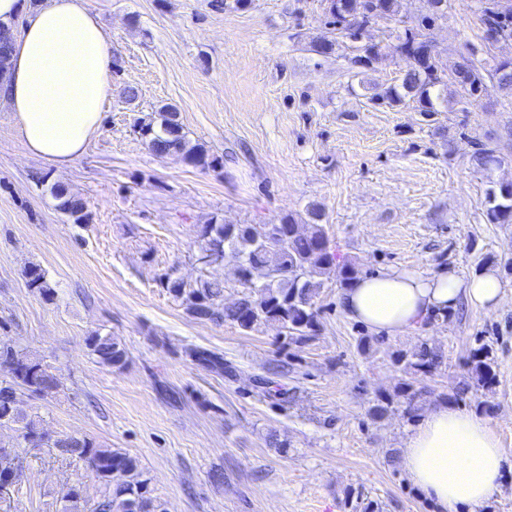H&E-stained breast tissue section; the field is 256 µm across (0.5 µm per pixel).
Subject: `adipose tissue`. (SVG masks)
<instances>
[{
  "mask_svg": "<svg viewBox=\"0 0 512 512\" xmlns=\"http://www.w3.org/2000/svg\"><path fill=\"white\" fill-rule=\"evenodd\" d=\"M0 24L18 28L0 72V103L30 154L67 168L97 137L112 96V52L100 19L87 0H0ZM504 293L492 267L468 278L451 267L429 275L390 267L359 276L339 301L349 319L395 337L464 302L496 309ZM508 456L486 418L443 403L408 434L399 462L440 512H478L498 491Z\"/></svg>",
  "mask_w": 512,
  "mask_h": 512,
  "instance_id": "adipose-tissue-1",
  "label": "adipose tissue"
}]
</instances>
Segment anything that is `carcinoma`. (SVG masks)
Wrapping results in <instances>:
<instances>
[{
  "label": "carcinoma",
  "mask_w": 512,
  "mask_h": 512,
  "mask_svg": "<svg viewBox=\"0 0 512 512\" xmlns=\"http://www.w3.org/2000/svg\"><path fill=\"white\" fill-rule=\"evenodd\" d=\"M399 0H325V31L313 38L307 50L328 55L342 43L358 51L352 63L371 68L383 58V46L369 40L370 29L380 19L393 20L398 14ZM432 12L419 17L415 24L403 28L397 36L396 49L412 64L399 83L369 97L375 104L391 108L411 102L414 108L430 116L438 111L439 88L448 78L460 87L464 103L483 97L488 86L512 95V60L486 67V64L463 56L448 65L427 36L436 23L445 17L448 0H430ZM478 10L484 25V40L493 44L512 41V0H478ZM13 34L0 25V71L9 58ZM159 120H140L138 133L146 147L157 156H173L187 165L202 169L224 167V157L210 153L201 145L190 144L179 121V112L165 104L158 110ZM477 160L481 168L491 172L502 162L498 149L482 146ZM51 193L58 208L76 224L89 222L86 202L62 185L55 184ZM486 218L491 224H512V182L495 183L488 190L485 202ZM308 221L299 224L284 215L277 224H227L211 220L202 228L219 258L233 263L241 291L231 304L224 302V284L197 278L167 279L166 287L181 301L186 312L197 320L223 321L248 333L262 324L277 322L288 336L306 341L318 331V311L315 298L322 288L317 277L334 265L336 255L321 224L323 211L316 205L306 209ZM277 238V246L268 247L265 240ZM27 287L51 301L54 291L44 270L31 266L26 271ZM87 347L98 363L120 368L126 363V351L110 336L94 333L86 339ZM192 356L216 372L224 371V356L209 350H194ZM12 368L9 378L0 380V425L20 426L25 442L40 445L42 435L37 420L22 411L16 403L22 393L46 396L58 389V381L39 359L17 349L11 341L0 338V361ZM423 373L436 371L443 363L442 355L427 345L396 362ZM473 370L479 382L493 380L491 348L484 344L472 358ZM61 455L83 460L93 467L105 486V492L88 503L76 489L61 497V512H165L153 495L149 479L144 477L138 461L119 449L100 448L86 437H69L54 443ZM13 462L8 481L18 486L22 465L13 447L0 442V460Z\"/></svg>",
  "instance_id": "carcinoma-1"
}]
</instances>
